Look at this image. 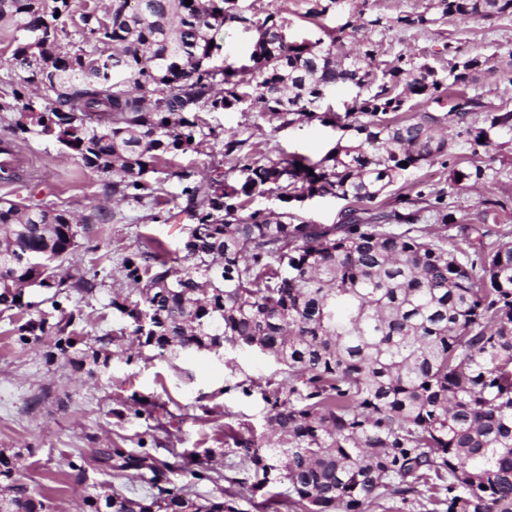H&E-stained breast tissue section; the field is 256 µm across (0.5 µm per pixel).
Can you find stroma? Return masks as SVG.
<instances>
[{"label":"stroma","instance_id":"35a3bbf8","mask_svg":"<svg viewBox=\"0 0 512 512\" xmlns=\"http://www.w3.org/2000/svg\"><path fill=\"white\" fill-rule=\"evenodd\" d=\"M240 3L260 18L266 11H278L295 38H318L322 27L338 28L348 19L344 12L306 18L308 0ZM255 37V31L225 25L218 35L221 61L249 65ZM371 38L378 45L381 65L400 55H414L447 66L443 44L450 38L463 53L504 59L512 53V17L475 21L442 17L424 29H378ZM203 118L216 128L217 137L178 156L176 162L204 172H224L236 164V156L224 153L232 133L271 160L303 157L313 162L348 135L340 124L317 119L284 127L278 119L261 117L245 105L231 112H207ZM20 157L24 176L13 184L0 182V199L51 205L88 219L89 228L72 262L83 273L104 269L108 275L93 294L74 296L73 304L82 314L83 336L112 334L113 359L109 368L91 375L64 360L47 362L49 338L21 343L8 314H0V449L22 454L24 478L43 495L49 512H82L83 498L101 485L129 497L147 493V484L136 476L113 477L96 457L99 448L118 447L136 454L146 447L164 460L173 451L197 452L204 456L201 476L179 469L171 474L172 483L201 497L234 489L236 480L245 477L247 465L229 449L239 436L266 445L270 431L261 391L267 379L277 376L278 365L257 352L231 349L220 357L181 352L164 358L146 349L126 359L124 351L130 346L129 337L122 334L126 323L110 305L114 295L130 291L118 272L126 255L142 250L150 237L171 250L181 246L190 225L182 213L187 200L181 182L166 168L151 174V181L160 182L173 197L169 210L160 211L107 196L102 191L106 175L63 155L52 140L28 137L21 144ZM452 157L461 165L475 158L487 174L486 181L474 189L458 188L450 179L449 166L437 162L410 171L379 198V206L389 210L396 197L441 191L455 220L444 227L424 224L425 233L448 238L461 248L480 235L489 242L512 241V131H502L492 146L474 153L458 146ZM120 410L125 413L121 419L116 416ZM75 464L84 469V480L75 479L71 470Z\"/></svg>","mask_w":512,"mask_h":512}]
</instances>
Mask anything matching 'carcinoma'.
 I'll use <instances>...</instances> for the list:
<instances>
[{
  "mask_svg": "<svg viewBox=\"0 0 512 512\" xmlns=\"http://www.w3.org/2000/svg\"><path fill=\"white\" fill-rule=\"evenodd\" d=\"M437 8L462 19L512 17V0H438ZM0 21L12 27L11 64L23 73L0 96V112L14 114L4 147L29 135L53 139L112 175L106 192L137 203L162 204L146 176L214 134L199 113L248 102L289 125L319 118L336 88H357L345 114L351 136L312 166L256 158L197 180L172 172L192 180L182 212L195 231L181 248L183 266L149 239L120 267L138 299L116 295L112 308L160 357L248 349L280 366L262 398L284 444L236 437L231 449L249 465V489L283 486L302 512H366L377 499L443 506L426 512H512V242L480 236L461 260L416 233L426 218L448 224L441 196L408 199L406 212L370 207L408 171L451 154L445 126H458L472 148L512 130V109L486 110L477 93L506 79L490 57L457 54L438 68L401 56L379 68L370 38L353 55L343 40L348 29L384 26L380 16L346 22L325 45L290 39L276 11L248 18L237 0H111L105 8L83 0L77 10L72 0H0ZM228 22L255 27L252 66L212 64ZM431 22L424 12L395 19L407 28ZM483 179L478 165L452 172L461 187ZM327 195L349 203L340 223L311 224L293 212ZM257 196L280 203L276 219L247 210ZM87 229L66 210L0 202V312L28 315L14 328L20 342L51 338L49 362L64 357L91 374L108 367L113 337L84 342L81 314L66 304L74 292L93 293L96 281L61 270ZM23 254L34 261L16 260ZM29 285L44 289L52 311L29 313L21 301ZM98 454L117 475L139 471L150 493L95 494L85 512H239L231 493L200 497L170 485L169 473L196 463L191 454L175 453L172 463L146 449ZM23 469L20 455L0 451V512H45Z\"/></svg>",
  "mask_w": 512,
  "mask_h": 512,
  "instance_id": "1",
  "label": "carcinoma"
}]
</instances>
